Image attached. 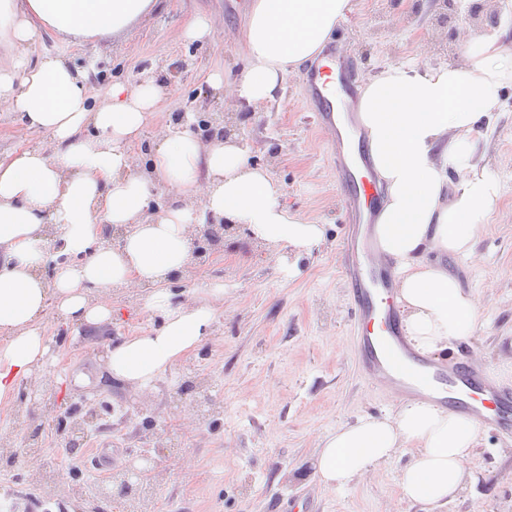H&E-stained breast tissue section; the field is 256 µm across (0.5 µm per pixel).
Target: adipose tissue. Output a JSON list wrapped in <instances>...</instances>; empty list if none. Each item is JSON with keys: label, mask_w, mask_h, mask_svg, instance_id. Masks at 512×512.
Wrapping results in <instances>:
<instances>
[{"label": "adipose tissue", "mask_w": 512, "mask_h": 512, "mask_svg": "<svg viewBox=\"0 0 512 512\" xmlns=\"http://www.w3.org/2000/svg\"><path fill=\"white\" fill-rule=\"evenodd\" d=\"M349 0H252L246 18L248 67L240 79L212 86L250 105L274 99L289 71L312 61L329 42ZM156 0H0V112L17 114L55 149L21 147L0 155V402L18 379L41 368L47 354L40 325L48 302L67 319L110 321L115 286H161L191 256L190 230L206 215L240 225L255 238L294 252L318 246L321 225L284 206L285 186L267 168L250 166L236 138L202 141L189 129L159 135L150 166L135 167L133 149L162 90L146 80L116 82L99 95L66 61L30 62L29 47L50 33L105 41L153 11ZM512 83V52L491 37L469 39L458 66L413 62L386 67L361 88L357 118L385 201L373 227L380 258L391 268L405 340L418 354L447 349L477 328L479 301L427 251L473 255L499 183L475 158L480 116ZM466 177L448 188V169ZM166 203H158L157 186ZM131 225L122 250L102 239L104 225ZM60 229L67 263L51 278L45 234ZM210 305L172 309L160 329L108 348L112 377L147 386L204 339ZM480 429L464 415L427 400H402L395 414L363 417L329 433L314 473L337 490L377 472L400 448L413 449L399 476L403 496L431 506L459 493L479 445Z\"/></svg>", "instance_id": "ef3b65f1"}]
</instances>
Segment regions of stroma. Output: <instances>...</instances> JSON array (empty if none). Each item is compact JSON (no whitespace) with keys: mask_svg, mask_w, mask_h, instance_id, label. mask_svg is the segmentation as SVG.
<instances>
[{"mask_svg":"<svg viewBox=\"0 0 512 512\" xmlns=\"http://www.w3.org/2000/svg\"><path fill=\"white\" fill-rule=\"evenodd\" d=\"M251 0H158L129 31L106 42L74 43L45 35L30 49L68 60L100 91L114 82L167 75L172 62L185 65L145 127L138 164H145L159 133L177 113L208 95L209 109L233 114L250 165L268 168L283 183L288 210L324 227V241L292 255L297 272L279 269L281 249L246 250L234 245L206 273L165 283L171 306L210 302L213 321L204 342L147 387L108 380V345L134 335L147 319L159 329L166 316L149 287L111 291L119 314L92 326L48 308L42 326L50 347L47 372L58 382L44 387L21 379L11 409L0 411V436L23 448L25 433L15 412L41 426L42 452L33 459L0 456V512H88L97 484L113 471L138 480L155 475L154 505L166 512H270L271 499L317 493L321 512H512V441L485 427L463 490L440 507L413 504L399 487L412 458L401 448L378 474L337 491L314 476L325 436L360 417L394 413L396 401L381 383L358 368L353 319L342 273L340 243L343 195L328 159L327 134L312 123L303 70L290 72L274 100L253 108L207 86L215 72L225 80L248 65L244 22ZM331 46L359 63L360 82L390 65L413 60L459 65L463 37L497 36L512 45V0H350ZM204 19L221 29L220 43L185 37L187 24ZM482 162L500 183L488 224L478 232L475 254L448 257V272L480 300L478 328L447 353L475 361L512 386V85L500 91L491 118L480 119ZM224 295H211L215 285ZM204 380L212 407L195 416L177 396L187 381ZM96 410L80 455L59 444L72 412Z\"/></svg>","mask_w":512,"mask_h":512,"instance_id":"stroma-1","label":"stroma"}]
</instances>
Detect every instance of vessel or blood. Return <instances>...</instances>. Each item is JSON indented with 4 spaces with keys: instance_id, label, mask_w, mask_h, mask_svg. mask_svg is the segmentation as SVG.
Wrapping results in <instances>:
<instances>
[{
    "instance_id": "1",
    "label": "vessel or blood",
    "mask_w": 512,
    "mask_h": 512,
    "mask_svg": "<svg viewBox=\"0 0 512 512\" xmlns=\"http://www.w3.org/2000/svg\"><path fill=\"white\" fill-rule=\"evenodd\" d=\"M326 59V64L312 66L304 81L315 106V123L331 139L332 163L344 194L348 229L341 251L358 329L356 355L365 373L393 394L433 402L512 438V388L474 364L421 357L402 336L393 279L378 258L372 235L380 187L367 155L353 158L345 152L333 111L341 106L349 129L357 130L354 68L348 58L333 51Z\"/></svg>"
}]
</instances>
